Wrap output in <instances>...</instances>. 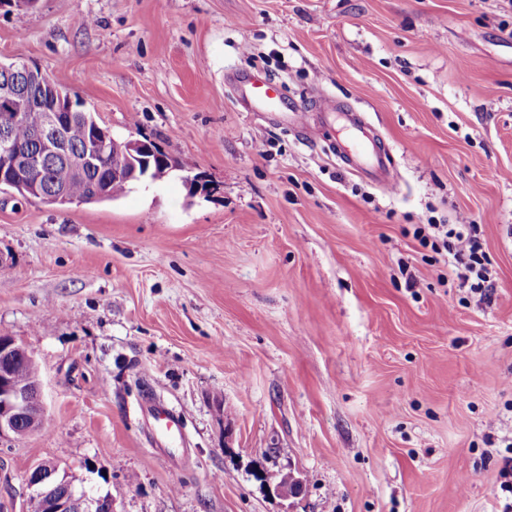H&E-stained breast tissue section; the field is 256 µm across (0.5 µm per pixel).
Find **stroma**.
Wrapping results in <instances>:
<instances>
[{
    "mask_svg": "<svg viewBox=\"0 0 512 512\" xmlns=\"http://www.w3.org/2000/svg\"><path fill=\"white\" fill-rule=\"evenodd\" d=\"M0 62L180 164L115 201L0 190V334L47 408L0 435V512H27L44 460L114 512H502L512 0H39L0 10ZM238 71L305 102L307 131L238 103ZM325 97L391 147V183L328 152ZM459 217L487 296L413 236ZM146 388L180 412L175 444ZM289 469L306 491L284 499L266 480Z\"/></svg>",
    "mask_w": 512,
    "mask_h": 512,
    "instance_id": "stroma-1",
    "label": "stroma"
}]
</instances>
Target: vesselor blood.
<instances>
[{
	"label": "vessel or blood",
	"mask_w": 512,
	"mask_h": 512,
	"mask_svg": "<svg viewBox=\"0 0 512 512\" xmlns=\"http://www.w3.org/2000/svg\"><path fill=\"white\" fill-rule=\"evenodd\" d=\"M234 81L237 91L257 106L276 108L283 105L279 91L256 75L239 73L235 75ZM320 111L323 117L330 119L337 127L339 137L334 143V149L347 168L370 181H387L392 154L390 150L378 146L362 115L345 110L327 99L321 100ZM141 409L154 420L156 431L161 436H179L180 417L165 404L149 395L143 398Z\"/></svg>",
	"instance_id": "1"
}]
</instances>
